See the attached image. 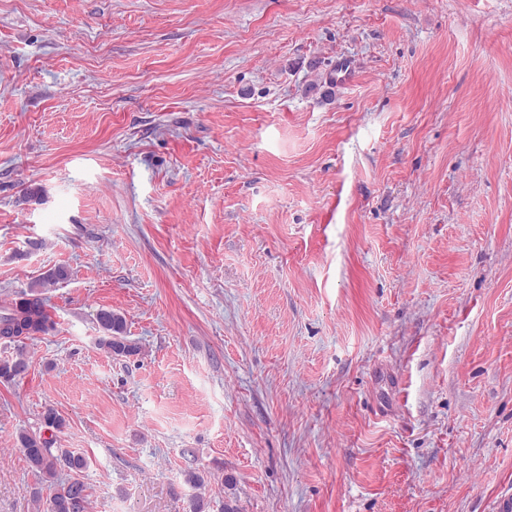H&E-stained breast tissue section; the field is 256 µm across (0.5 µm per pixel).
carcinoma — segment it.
Wrapping results in <instances>:
<instances>
[{
    "label": "carcinoma",
    "mask_w": 512,
    "mask_h": 512,
    "mask_svg": "<svg viewBox=\"0 0 512 512\" xmlns=\"http://www.w3.org/2000/svg\"><path fill=\"white\" fill-rule=\"evenodd\" d=\"M68 271L57 267L48 271L32 285L30 297L19 302V306L6 308L0 312V340L14 343L18 339L40 333L47 328L48 317L44 309L42 289L67 279ZM97 322L104 336L99 346L107 354L116 357H129L139 353L137 344L124 336L126 320L124 316L110 310H102ZM29 368V360L19 352L15 357L0 361V379L14 380L24 375ZM19 443L29 466L39 473L42 480L54 486L47 500L46 512H85L87 504V486L77 478L62 479L59 472L64 469L80 471L87 466L84 456L68 450L55 454L52 441L40 433L22 432Z\"/></svg>",
    "instance_id": "cac0c4a2"
}]
</instances>
